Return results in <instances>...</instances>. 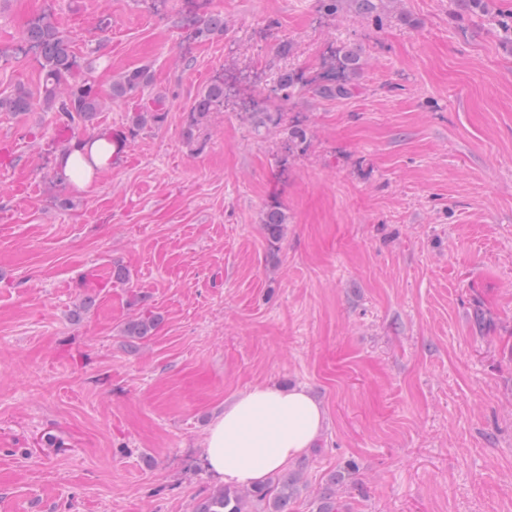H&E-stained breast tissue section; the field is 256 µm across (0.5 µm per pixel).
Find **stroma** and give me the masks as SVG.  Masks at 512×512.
Masks as SVG:
<instances>
[{
	"label": "stroma",
	"mask_w": 512,
	"mask_h": 512,
	"mask_svg": "<svg viewBox=\"0 0 512 512\" xmlns=\"http://www.w3.org/2000/svg\"><path fill=\"white\" fill-rule=\"evenodd\" d=\"M383 4L0 0V96L38 90L43 13L100 90L152 76L72 128L126 137L88 193L55 178L57 113L0 112V512H193L220 486L210 425L263 383L327 414L293 512L347 465L346 512H512V42L458 0ZM342 47L355 92L322 98ZM285 70L293 92L269 95ZM217 78L224 104L188 140ZM159 95L163 122L130 129ZM144 310L160 325L129 348ZM224 103V81L214 80L196 99L192 112H189L187 118V138L193 137L195 129L207 121L211 113ZM262 224L268 241L272 246H276L283 236L286 224L285 214L279 207L271 206L266 210Z\"/></svg>",
	"instance_id": "1"
}]
</instances>
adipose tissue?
Returning a JSON list of instances; mask_svg holds the SVG:
<instances>
[{
  "label": "adipose tissue",
  "mask_w": 512,
  "mask_h": 512,
  "mask_svg": "<svg viewBox=\"0 0 512 512\" xmlns=\"http://www.w3.org/2000/svg\"><path fill=\"white\" fill-rule=\"evenodd\" d=\"M115 145L100 131L74 141L56 158L59 181L90 190L111 168ZM326 421L323 406L302 388L263 384L225 405L203 445L206 469L221 482L249 487L312 448Z\"/></svg>",
  "instance_id": "adipose-tissue-1"
}]
</instances>
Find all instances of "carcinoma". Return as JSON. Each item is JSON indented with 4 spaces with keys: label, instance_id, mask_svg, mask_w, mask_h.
Listing matches in <instances>:
<instances>
[{
    "label": "carcinoma",
    "instance_id": "carcinoma-1",
    "mask_svg": "<svg viewBox=\"0 0 512 512\" xmlns=\"http://www.w3.org/2000/svg\"><path fill=\"white\" fill-rule=\"evenodd\" d=\"M463 9L478 13L492 20L506 38L512 37V23L491 12L487 0H460ZM224 27L218 17L194 30L197 40H206L212 33ZM29 47L38 52L43 72L39 97L25 89L0 97V112L22 114L38 104L46 112H56L60 121L72 128L93 122L97 113L105 110L115 100L127 97L131 92L147 85L150 75L145 68H134L122 73L111 85L110 93L102 94L89 78L81 75L68 37L59 30L55 19L47 14L31 24L25 34ZM358 64L357 56L344 52L338 60L339 75L319 85L316 92L325 98H344L350 93L345 74ZM224 103V81L217 79L207 86L196 99L187 118V138L207 121L211 113ZM165 117L162 97L153 100L151 106L133 113L132 123L137 128L157 125ZM285 214L277 206L269 207L264 215L263 226L271 245L283 236ZM158 326V320L150 313L128 320L124 334L134 343L149 336ZM346 474L340 472L330 479V486L317 495L315 512H341L343 506L336 501V486L344 485ZM306 488L300 469L274 473L265 482L254 487H222L204 498L195 512H290V505Z\"/></svg>",
    "mask_w": 512,
    "mask_h": 512
}]
</instances>
